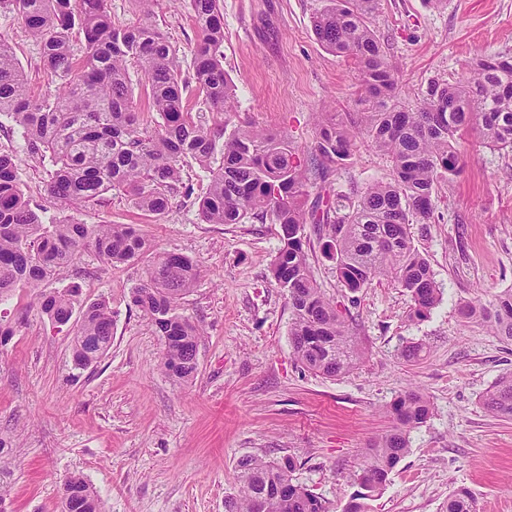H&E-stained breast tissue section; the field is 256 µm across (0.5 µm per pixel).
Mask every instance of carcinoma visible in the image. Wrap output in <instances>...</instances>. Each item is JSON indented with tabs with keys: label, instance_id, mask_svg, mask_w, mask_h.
I'll return each instance as SVG.
<instances>
[{
	"label": "carcinoma",
	"instance_id": "obj_1",
	"mask_svg": "<svg viewBox=\"0 0 512 512\" xmlns=\"http://www.w3.org/2000/svg\"><path fill=\"white\" fill-rule=\"evenodd\" d=\"M190 6L201 39L187 78L155 26L113 22L108 0H0V9L15 13L40 43L44 66L60 79L54 93L34 97L12 47L0 40V115L21 129L28 158L50 159L48 197L59 209H77L116 191L138 210L159 216L173 194L193 193L182 181L184 163L192 160L209 172L198 201L204 223L271 217L282 242L271 271L292 306L294 357L336 379L358 366L363 351L340 305L313 277L306 225L326 231L325 254L335 261L336 275L349 292L387 277L411 294L410 319L428 317L442 292L409 226L430 222L438 185L462 169L460 146L466 140L512 149V57L479 56L462 80H431L420 105L410 111L399 100V70L372 28L378 0H328L312 27L326 50L356 65L363 111L356 128L329 112L316 113L318 135L312 158L304 161L284 137L248 126L230 130L226 120L215 127L203 121L204 112L229 116L235 95L224 72L219 0H190ZM132 63L139 67L149 111L156 117L151 132L131 101ZM191 97L196 111L189 107ZM359 138L371 140L391 159L392 178L365 186L351 183L306 206L311 178L323 180L346 164ZM18 163L16 156L0 153V297L20 287L40 289L41 311L58 326L73 325V361L87 367L112 347L109 302L78 308V287L47 291L45 286L87 248L113 265L143 257L147 244L130 224L45 223L43 208L31 206L20 188ZM198 272V264L184 255L155 253L145 281L131 292L133 305L162 338V368L181 383L193 380L198 370L202 332L180 313V300L192 290ZM461 315L512 343V289L488 303L465 305ZM485 405L493 415L512 420V375L493 383ZM389 413L393 425L364 454L360 491L344 512H363L359 500L381 493L408 451V435L427 421L431 405L411 389L394 400ZM10 454L0 439V504L7 498L1 476ZM238 467L240 489L225 499V512H326L320 497L293 482L292 456H245ZM60 512L102 509L86 480L73 475L64 480ZM448 512H475L467 489L448 498Z\"/></svg>",
	"mask_w": 512,
	"mask_h": 512
}]
</instances>
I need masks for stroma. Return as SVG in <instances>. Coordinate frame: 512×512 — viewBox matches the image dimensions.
Instances as JSON below:
<instances>
[{"mask_svg": "<svg viewBox=\"0 0 512 512\" xmlns=\"http://www.w3.org/2000/svg\"><path fill=\"white\" fill-rule=\"evenodd\" d=\"M124 25L153 21L193 73L199 33L189 0H157L145 18L135 0H110ZM327 0H221L224 70L235 90L231 125L277 133L307 155L317 138L313 114L329 104L337 121L357 117L352 62L323 48L312 18ZM372 26L389 42L402 76L401 98L416 106L430 79H462L479 55L512 56V0H380ZM0 39L11 44L34 96L51 90L39 44L15 14L0 10ZM465 165L437 190L434 218L411 225L413 243L443 291L423 321L408 320L411 298L388 279L358 295L348 314L365 357L357 369L326 379L293 355L292 307L271 276L281 246L270 220L205 224L196 193L205 170L183 172L194 195H174L165 214L147 216L112 191L78 210L49 206L50 166L26 157L22 133L0 124V152L21 157V189L46 206V221L135 224L151 252L183 254L199 265L180 310L203 329L195 379L181 384L161 370L163 342L129 300L145 260L104 263L88 250L54 286L80 288L79 302L109 301L112 347L87 368H75L67 331L53 327L28 288L0 299V319L13 336L0 344V438L12 449L6 478L11 512H59L61 484L85 477L103 512H224L238 488L237 462L247 455L293 456L296 483L343 512L371 440L385 433V408L408 388L425 393L433 413L410 434L409 451L366 512H447L458 488L477 512H512V421L490 413L484 397L512 373V345L460 309L512 288V150L464 143ZM387 155L359 140L347 164L314 181L310 198L388 180ZM309 262L317 284L338 302L347 291L324 241L307 225ZM420 343L421 360L402 349Z\"/></svg>", "mask_w": 512, "mask_h": 512, "instance_id": "obj_1", "label": "stroma"}]
</instances>
